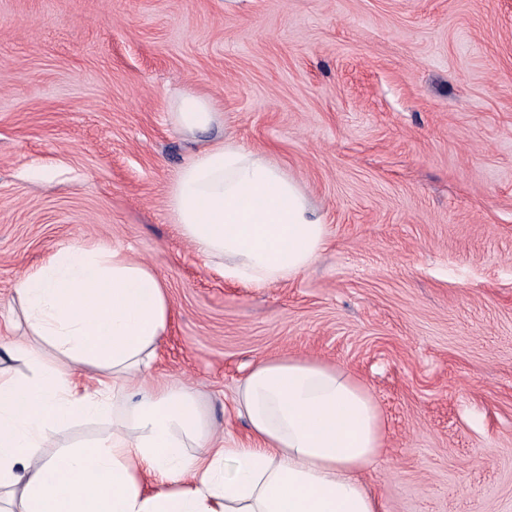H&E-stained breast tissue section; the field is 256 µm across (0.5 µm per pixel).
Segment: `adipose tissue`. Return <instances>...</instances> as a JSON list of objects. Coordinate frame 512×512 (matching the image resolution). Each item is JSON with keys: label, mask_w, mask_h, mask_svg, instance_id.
Wrapping results in <instances>:
<instances>
[{"label": "adipose tissue", "mask_w": 512, "mask_h": 512, "mask_svg": "<svg viewBox=\"0 0 512 512\" xmlns=\"http://www.w3.org/2000/svg\"><path fill=\"white\" fill-rule=\"evenodd\" d=\"M168 119L195 135L221 113L190 90L170 102ZM167 205L225 279L257 288L293 281L326 248V225L299 182L231 137L184 161ZM14 288L27 342L7 356L30 373L0 368V512H386L364 479L384 451V417L348 371L298 356L257 362L234 401L251 442L232 448L189 387L147 380L171 319L151 266L117 246L64 243ZM125 389L124 413L112 415ZM89 419L112 427L48 453L61 430Z\"/></svg>", "instance_id": "adipose-tissue-1"}]
</instances>
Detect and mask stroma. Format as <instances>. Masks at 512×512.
<instances>
[{"mask_svg":"<svg viewBox=\"0 0 512 512\" xmlns=\"http://www.w3.org/2000/svg\"><path fill=\"white\" fill-rule=\"evenodd\" d=\"M221 124L165 120L186 89ZM273 156L328 243L287 284L225 280L167 209L213 136ZM63 242L166 284L152 382L188 384L228 446L263 359L367 385L386 512H512V0H0V344L14 282Z\"/></svg>","mask_w":512,"mask_h":512,"instance_id":"35a3bbf8","label":"stroma"}]
</instances>
